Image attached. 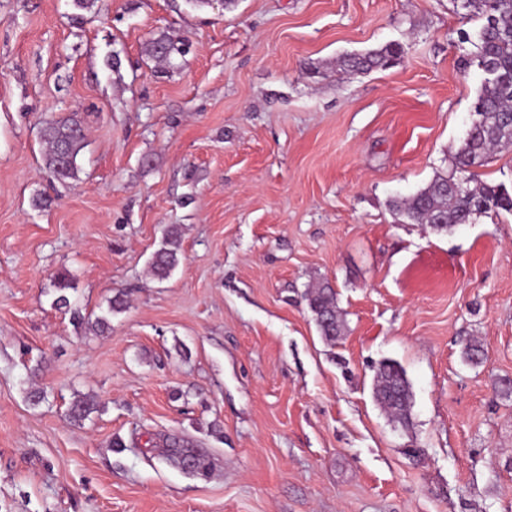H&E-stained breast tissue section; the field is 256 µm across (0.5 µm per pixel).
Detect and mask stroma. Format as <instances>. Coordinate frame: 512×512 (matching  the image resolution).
<instances>
[{"label": "stroma", "instance_id": "1", "mask_svg": "<svg viewBox=\"0 0 512 512\" xmlns=\"http://www.w3.org/2000/svg\"><path fill=\"white\" fill-rule=\"evenodd\" d=\"M481 25L460 0H0V512H512V212L437 232L390 207L476 118ZM68 112L86 147L53 182L41 129ZM325 282L333 344L304 298ZM384 360L411 430L375 401ZM403 53L404 50L400 46L386 45L364 54L344 56L340 59L338 66L339 70L344 73L369 71L390 66L401 58ZM181 234L176 226H171L166 232L162 246L156 250L151 258L150 268L153 276L158 280L169 278L172 271L178 266L181 255ZM374 395L392 422L404 428L410 426L413 392L405 370L398 363L384 360L378 364ZM168 440L166 438L162 441V447L165 448L162 453L167 461L178 465L182 470L192 474L202 476L209 474L210 463L206 455L200 453L195 448H190L189 444H185L184 441L180 444V441L173 440L168 442Z\"/></svg>", "mask_w": 512, "mask_h": 512}]
</instances>
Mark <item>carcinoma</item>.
<instances>
[{"label":"carcinoma","instance_id":"obj_1","mask_svg":"<svg viewBox=\"0 0 512 512\" xmlns=\"http://www.w3.org/2000/svg\"><path fill=\"white\" fill-rule=\"evenodd\" d=\"M462 7L484 20L476 44L475 61L485 72L477 98V119L466 141L453 157L450 170L440 173L412 196L392 200L395 214L411 224H439L446 230L457 224H469L477 215L500 210L512 212V194L503 185H491L473 178L460 190L456 174L468 167L490 162L500 148L512 144V0H462ZM181 52L177 42L166 37L154 40L150 55L159 59ZM400 46L386 45L364 54L340 59L339 70L369 71L393 64L402 57ZM82 125L75 115L65 114L46 123L43 139L47 145L45 166L51 177L65 182L76 177L78 157L85 148ZM181 234L168 228L162 246L151 258L150 268L158 280L169 278L181 255ZM306 300L320 335L334 344L344 335L346 325L336 306V292L327 283L313 287ZM374 395L380 408L392 422L407 428L411 424L413 392L405 370L396 362L384 360L375 371ZM95 409L94 401L78 397L69 408L70 416L83 420ZM163 456L182 470L206 476L210 472L207 456L189 444L163 440Z\"/></svg>","mask_w":512,"mask_h":512}]
</instances>
